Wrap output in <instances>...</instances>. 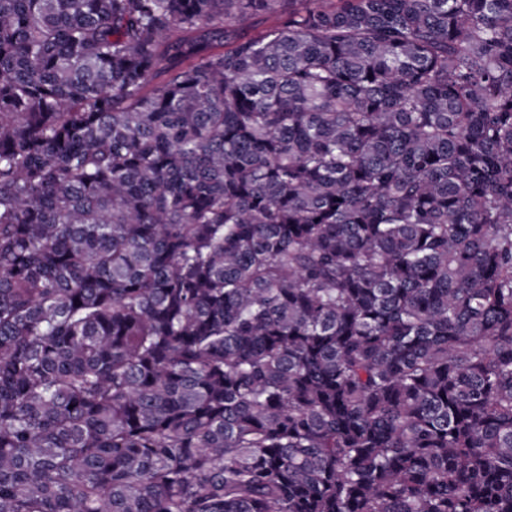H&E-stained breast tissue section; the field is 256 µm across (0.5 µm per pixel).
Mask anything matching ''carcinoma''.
I'll list each match as a JSON object with an SVG mask.
<instances>
[{
	"mask_svg": "<svg viewBox=\"0 0 512 512\" xmlns=\"http://www.w3.org/2000/svg\"><path fill=\"white\" fill-rule=\"evenodd\" d=\"M0 512H512V0H0Z\"/></svg>",
	"mask_w": 512,
	"mask_h": 512,
	"instance_id": "cac0c4a2",
	"label": "carcinoma"
}]
</instances>
